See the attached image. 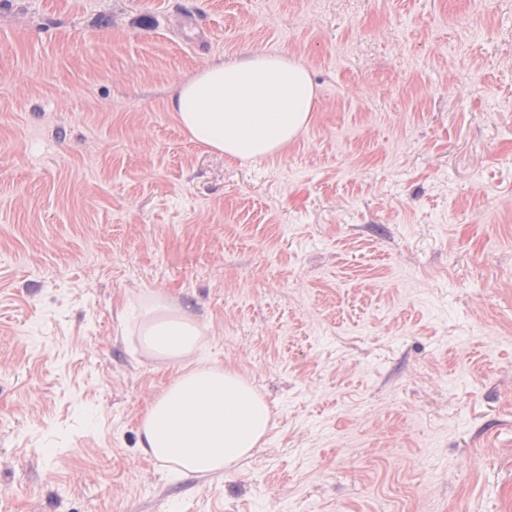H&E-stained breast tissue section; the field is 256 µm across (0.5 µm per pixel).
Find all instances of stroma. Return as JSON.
Segmentation results:
<instances>
[{"label": "stroma", "mask_w": 512, "mask_h": 512, "mask_svg": "<svg viewBox=\"0 0 512 512\" xmlns=\"http://www.w3.org/2000/svg\"><path fill=\"white\" fill-rule=\"evenodd\" d=\"M277 51L295 141L192 142ZM151 295L274 411L224 476L138 446ZM0 512H512V0H0ZM305 66L282 53H256L205 67L184 81L171 107L189 137L230 160L279 153L312 118Z\"/></svg>", "instance_id": "1"}]
</instances>
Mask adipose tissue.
<instances>
[{
  "label": "adipose tissue",
  "instance_id": "obj_1",
  "mask_svg": "<svg viewBox=\"0 0 512 512\" xmlns=\"http://www.w3.org/2000/svg\"><path fill=\"white\" fill-rule=\"evenodd\" d=\"M313 98L300 61L256 53L197 71L181 84L171 107L193 141L238 160L286 148L309 124ZM204 330L159 297L140 328L146 354L177 367L141 417L140 446L171 469L197 477L223 474L249 458L272 424L271 406L253 382L202 361Z\"/></svg>",
  "mask_w": 512,
  "mask_h": 512
}]
</instances>
